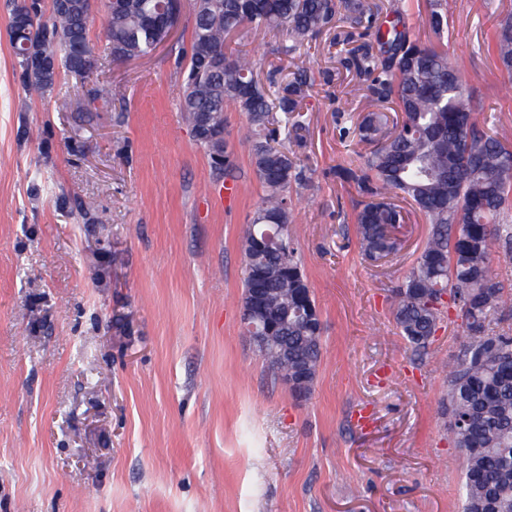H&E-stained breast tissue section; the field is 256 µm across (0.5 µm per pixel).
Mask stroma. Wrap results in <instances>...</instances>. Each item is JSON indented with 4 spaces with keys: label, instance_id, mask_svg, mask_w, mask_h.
I'll return each mask as SVG.
<instances>
[{
    "label": "stroma",
    "instance_id": "1",
    "mask_svg": "<svg viewBox=\"0 0 512 512\" xmlns=\"http://www.w3.org/2000/svg\"><path fill=\"white\" fill-rule=\"evenodd\" d=\"M13 2L0 0V512H461L441 397L463 321L416 351L391 307L428 224L404 206L397 251L366 258L363 196L335 175L365 154L357 126L380 109L347 66L372 38L337 24L308 45L289 232L324 333L299 399L243 334V229L261 196L246 120L226 115L220 177L177 109L191 7L152 56L105 60L97 79L126 96L104 106L65 76L45 96L24 88ZM446 4L443 34L428 0L407 25L458 62L512 141V73L490 47L512 0ZM284 41L250 27L228 44L264 74L287 68Z\"/></svg>",
    "mask_w": 512,
    "mask_h": 512
}]
</instances>
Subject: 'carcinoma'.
Wrapping results in <instances>:
<instances>
[{"label":"carcinoma","instance_id":"cac0c4a2","mask_svg":"<svg viewBox=\"0 0 512 512\" xmlns=\"http://www.w3.org/2000/svg\"><path fill=\"white\" fill-rule=\"evenodd\" d=\"M95 8V0H54L50 19L25 24L28 0L14 3L9 35L18 43L15 68L27 90L48 95L63 74L84 85L102 57H148L165 36L157 18L168 12L169 0H122L118 7L106 0V43L99 49L88 35ZM408 8L405 3L396 10V22L383 30L373 27L364 0H192L179 112L218 171L230 165L224 113L246 117L251 162L263 193L243 244L266 231L286 237L294 220L289 193L303 178L288 142L298 128L291 115L301 111L310 80L305 47L336 19L372 33L377 50L360 53L355 67L376 102L394 104L401 122L361 163L336 174L371 197L354 216L366 257L398 248L389 228L405 216L387 195L410 201L430 224L425 245L394 292V319L407 344L424 350L447 313L433 303L446 292L460 300L456 309L469 341L449 371L443 404L450 419L461 421L449 431L463 456V512H512V334L495 330L512 290L492 271L494 253L512 258V146L488 127L492 116L478 121L476 103L448 52L410 34ZM248 25L285 33L280 53L292 70L283 84L264 83L252 60L226 46L230 31ZM492 46L511 72V16L495 29ZM32 57L44 62L40 70H30ZM88 93L94 101L109 102L122 99L124 88L97 81ZM387 122L383 112L367 114L358 126L360 140L376 141ZM243 265L242 302L251 289H267L265 306L252 319L278 325L280 341L263 359L277 377H288L296 396L303 389L299 368L306 369L313 386L323 358L321 323L302 305L316 303L298 250L283 255L245 248Z\"/></svg>","mask_w":512,"mask_h":512}]
</instances>
